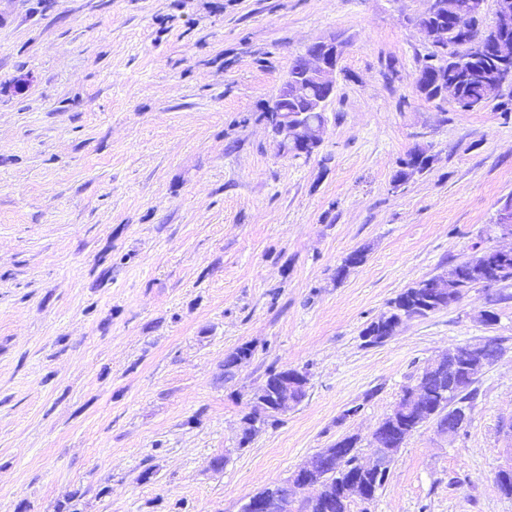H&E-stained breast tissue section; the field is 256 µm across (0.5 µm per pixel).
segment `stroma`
<instances>
[{"mask_svg":"<svg viewBox=\"0 0 512 512\" xmlns=\"http://www.w3.org/2000/svg\"><path fill=\"white\" fill-rule=\"evenodd\" d=\"M425 8L0 0V512H242L343 437L370 459L417 375L489 338L503 354L465 429L419 427L349 512H512L494 480L512 282L361 338L404 289L497 246L512 196V116L416 89ZM330 37L347 47L323 142L284 154L259 115ZM416 148L432 163L394 187ZM273 369L307 372V396L242 443Z\"/></svg>","mask_w":512,"mask_h":512,"instance_id":"1","label":"stroma"}]
</instances>
